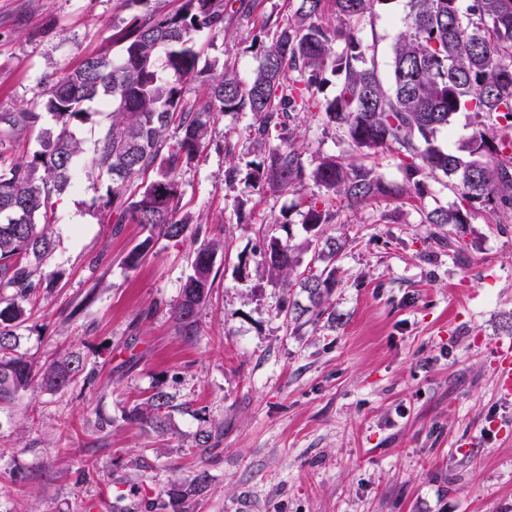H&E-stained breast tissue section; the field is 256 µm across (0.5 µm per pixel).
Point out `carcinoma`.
<instances>
[{"instance_id":"carcinoma-1","label":"carcinoma","mask_w":512,"mask_h":512,"mask_svg":"<svg viewBox=\"0 0 512 512\" xmlns=\"http://www.w3.org/2000/svg\"><path fill=\"white\" fill-rule=\"evenodd\" d=\"M292 21L276 27L271 39L253 44L259 66L241 79L229 67L198 68L196 37L223 33L231 17L249 13L253 0H183L171 14L147 10L131 15L119 38L118 54L86 58L49 87L46 99L23 112L0 115V136L17 140L36 134L38 149L7 165L0 163V403L35 390L59 391L94 377L86 357L67 351L41 366L19 352V330L27 306L47 281L43 266L53 239L49 224L60 197L74 185L75 166L84 154L77 127L90 104L107 108L109 128L94 144L92 166L109 179V224H140L147 236L126 257L130 268L152 247L154 236L180 240L191 220L180 215L178 176L206 148L216 112L248 113L246 131L257 145L248 184L258 190L286 192L307 180L326 198L314 199L303 215V248L268 225L257 270L267 281L297 288L309 305L283 309L297 331L322 317L336 321L331 296L341 243L329 228L336 223L337 200L354 207L377 201L420 202L429 180L456 178L457 201L429 211L419 208L420 223L456 227L484 209L500 224L512 223V0H407V29L391 46L385 78L375 58L376 44L359 36L354 22L384 0H292ZM200 81L206 97L194 108L182 103V83ZM330 84L334 96L324 97ZM316 107L327 123L343 130L356 155H324L307 170L296 145L297 111ZM460 112L473 116L472 133L448 151L438 135ZM49 114L52 122L43 121ZM181 136L168 144L166 131ZM396 154L402 173L388 181L375 157ZM153 174L136 190L135 180ZM221 246L199 247L191 274L174 312L181 335L197 334L198 314L214 282V254ZM311 253L309 270L298 271V253ZM172 397L156 390L133 405L123 420L164 435L171 430ZM197 447L214 450L224 441V422L195 433ZM209 486L200 471L171 477L159 497L162 512H189Z\"/></svg>"}]
</instances>
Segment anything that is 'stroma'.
I'll return each mask as SVG.
<instances>
[{
  "label": "stroma",
  "instance_id": "obj_1",
  "mask_svg": "<svg viewBox=\"0 0 512 512\" xmlns=\"http://www.w3.org/2000/svg\"><path fill=\"white\" fill-rule=\"evenodd\" d=\"M406 13L405 0H383L362 20L381 63ZM292 14L288 0H254L226 32L199 36L200 65L249 78L253 40ZM129 18L120 0H0V114L42 100L86 57L116 53ZM250 121L215 114L207 149L181 172L183 212L203 235L155 237L133 269L125 258L147 232L105 223L109 180L80 161L48 226L53 280L19 350L40 364L81 351L95 377L0 405V512H86L112 505L116 487L157 490L198 468L209 487L194 512H512V397L497 390L494 356L512 341V223L477 210L451 231L466 244L458 255L400 203L337 204L336 320L292 332L280 311L300 294L260 278L259 250L277 221L300 243L307 202L324 191L226 184L228 165L245 174L258 158ZM296 133L307 168L350 151L318 108L299 111ZM211 239L224 246L187 338L172 312ZM156 389L179 405L162 438L123 419ZM101 416L112 433L94 448ZM206 419L224 423L213 452L194 439Z\"/></svg>",
  "mask_w": 512,
  "mask_h": 512
}]
</instances>
